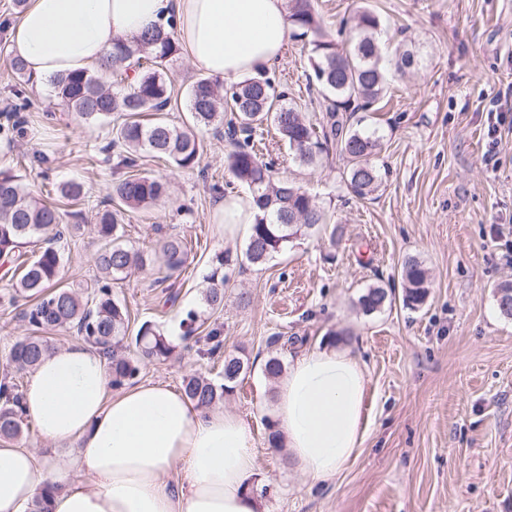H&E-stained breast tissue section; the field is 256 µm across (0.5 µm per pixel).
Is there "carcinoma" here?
I'll list each match as a JSON object with an SVG mask.
<instances>
[{
	"mask_svg": "<svg viewBox=\"0 0 512 512\" xmlns=\"http://www.w3.org/2000/svg\"><path fill=\"white\" fill-rule=\"evenodd\" d=\"M288 21L295 35L307 40L309 81L328 101L327 121L319 131L261 75L228 87L209 78L198 79L188 93L191 123L184 127L169 124L164 113L173 109L175 98L163 63L179 51L172 23L167 29L159 26L130 41L116 40L112 53L95 73L74 72L54 79L56 97L65 110L107 128V142L94 147V155L117 150L120 164L127 168L135 167L144 153L164 157L179 168H193L202 150L198 132L226 125L224 136L233 142L226 156L227 168L237 182L252 191L258 207L245 252L254 265L265 263L293 240L310 235L326 220L325 212L303 186L274 177L271 166L259 159L251 144L256 128L274 125L305 165L314 164L329 144L336 145L347 159L348 183L359 198L374 191L381 178L374 162L381 149L380 137L355 128L349 116L351 112L376 111L387 92L378 16L368 10L357 13L349 45L344 48L326 32L313 0H288ZM101 73L119 77L116 87L105 85ZM226 112L231 113L227 121ZM58 191L72 205L84 201V188L79 183L65 182ZM168 191L169 183L162 176L131 174L112 184L103 208L97 211L96 228L102 244L92 256L102 278L83 300L58 285L62 268L57 248L60 211L26 191L17 175L0 170V259L16 276L11 301L27 302L23 320L30 330L13 345L0 370V438L18 440L23 435L25 414L18 378L52 349L45 337L38 335L41 330L73 329L84 341L102 349L116 389L137 378L146 364L173 355L177 344L148 321L140 325L134 343H128V310L113 298L111 286V281L122 280L151 261L122 244L125 213L157 203ZM32 243L39 244V250L26 258L21 248ZM157 261L163 273L160 282L182 271L188 261L184 241L171 236L164 239ZM402 278L406 306L423 304L429 282L422 262L407 258ZM208 280L205 303L217 309L224 304V254L215 256ZM496 296L500 313L511 318L512 284L497 287ZM358 304L363 312L372 314L392 304V297L385 288L372 286L358 297ZM205 341L206 348L199 353L211 358L223 347L221 330L211 329ZM249 370V362L228 355L224 357V383L217 385L189 375L183 378L182 390L195 406L212 407Z\"/></svg>",
	"mask_w": 512,
	"mask_h": 512,
	"instance_id": "carcinoma-1",
	"label": "carcinoma"
}]
</instances>
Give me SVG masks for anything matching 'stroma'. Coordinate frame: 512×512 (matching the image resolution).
Returning <instances> with one entry per match:
<instances>
[{"instance_id": "stroma-1", "label": "stroma", "mask_w": 512, "mask_h": 512, "mask_svg": "<svg viewBox=\"0 0 512 512\" xmlns=\"http://www.w3.org/2000/svg\"><path fill=\"white\" fill-rule=\"evenodd\" d=\"M382 23L381 41L406 44L416 66L390 69L385 107L365 115L383 149L378 189L360 199L347 181V161L328 146L316 165L296 159L268 127L254 142L276 176L305 186L325 208L328 229L294 240L265 264L245 257L247 225L225 226L218 205L241 193L225 165L223 130L202 131L198 165L181 169L142 157L138 173L163 175L169 194L127 213L125 244L151 253L164 235L182 238L189 261L179 275L157 283V267L114 283L112 295L130 314L129 334L143 322L180 335L187 311L205 328L221 327L224 354L248 359L252 370L224 397V410L250 426L259 468V512H512V318L496 302L497 287L512 282V112L489 137V114L512 87V0H315L328 34L359 7ZM20 14L0 0V124L18 84L10 67L9 29ZM308 52L289 39L265 75L316 126L327 102L308 80ZM177 103L166 119L187 123V93L201 73L183 53L167 63ZM12 142L0 140V169L16 174L42 199H59L58 186L83 183L80 208L63 205V222L79 224L58 244L61 285L86 287L98 278L95 214L124 167L89 159L106 130L64 111L53 86L27 91ZM493 154L485 163V154ZM224 255V306L202 300L216 255ZM416 257L429 270V295L405 306L402 264ZM13 281L0 272V364L29 330L10 303ZM394 296L392 305L366 314L356 305L369 286ZM302 336L301 348L269 345L273 336ZM347 348L365 370L368 418L364 440L335 477L314 481L271 451L273 381L270 356L294 361L303 350ZM223 362L196 350L143 367L139 378L181 388L199 372L222 383Z\"/></svg>"}]
</instances>
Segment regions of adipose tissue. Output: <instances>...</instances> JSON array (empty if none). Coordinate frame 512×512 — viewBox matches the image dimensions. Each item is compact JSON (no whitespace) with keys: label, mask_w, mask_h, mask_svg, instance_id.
<instances>
[{"label":"adipose tissue","mask_w":512,"mask_h":512,"mask_svg":"<svg viewBox=\"0 0 512 512\" xmlns=\"http://www.w3.org/2000/svg\"><path fill=\"white\" fill-rule=\"evenodd\" d=\"M174 19L191 64L226 81L271 67L291 27L285 0H31L9 51L34 87L99 66L117 38ZM41 456L0 440V512H26L52 488L50 512H258L254 437L236 413L194 407L169 385L117 391L108 361L79 341L42 357L22 399ZM367 378L346 351L300 355L278 382L274 423L288 461L336 476L366 430Z\"/></svg>","instance_id":"adipose-tissue-1"}]
</instances>
